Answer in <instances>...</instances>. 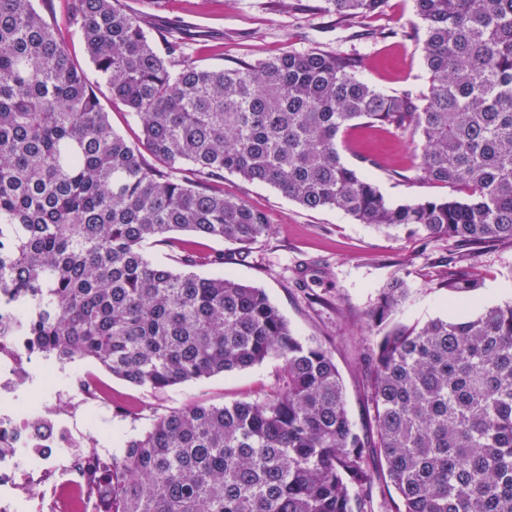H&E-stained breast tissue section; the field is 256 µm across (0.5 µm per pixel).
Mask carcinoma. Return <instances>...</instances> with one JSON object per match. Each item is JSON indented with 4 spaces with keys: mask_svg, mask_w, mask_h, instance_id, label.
<instances>
[{
    "mask_svg": "<svg viewBox=\"0 0 512 512\" xmlns=\"http://www.w3.org/2000/svg\"><path fill=\"white\" fill-rule=\"evenodd\" d=\"M387 0H319L347 20ZM427 90L386 94L363 58L319 49L200 67L182 37L120 0H69L67 26L141 133L116 131L93 81L35 0H0V291L30 344L165 390L282 361L259 400L154 416L112 453L110 512H512V302L383 332L368 355L376 441L348 415L332 356L260 288L191 271L181 237L248 248L266 214L224 174L308 210L470 248L512 243V0H414ZM408 133L414 169L458 197L395 203L337 150L349 128ZM177 248L170 262L149 248ZM479 287L477 275L446 283ZM407 289L389 281L369 319ZM384 461L373 471L368 458Z\"/></svg>",
    "mask_w": 512,
    "mask_h": 512,
    "instance_id": "carcinoma-1",
    "label": "carcinoma"
}]
</instances>
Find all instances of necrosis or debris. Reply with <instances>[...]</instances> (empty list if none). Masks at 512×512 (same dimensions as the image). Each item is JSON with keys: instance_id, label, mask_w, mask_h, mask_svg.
<instances>
[{"instance_id": "4bbe7bcc", "label": "necrosis or debris", "mask_w": 512, "mask_h": 512, "mask_svg": "<svg viewBox=\"0 0 512 512\" xmlns=\"http://www.w3.org/2000/svg\"><path fill=\"white\" fill-rule=\"evenodd\" d=\"M19 302L0 292V512H106L112 499V392L92 370L58 388L59 366L18 331Z\"/></svg>"}]
</instances>
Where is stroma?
Listing matches in <instances>:
<instances>
[{
  "instance_id": "1",
  "label": "stroma",
  "mask_w": 512,
  "mask_h": 512,
  "mask_svg": "<svg viewBox=\"0 0 512 512\" xmlns=\"http://www.w3.org/2000/svg\"><path fill=\"white\" fill-rule=\"evenodd\" d=\"M316 2L162 0L152 19L182 30L201 66L320 49L363 55L364 79L387 93L427 88L420 46L406 37L418 22L413 0H387L381 11L349 22L314 13ZM337 148L345 164L370 178L393 202L450 193L446 186L414 177L417 149L404 134L352 129L339 136ZM224 193L265 212L271 233L245 251L228 242L202 240L195 246L197 255H223V272L262 288L299 337L331 354L343 378L350 419L364 437L372 435L375 410L363 358L379 338L366 315L390 279L401 276L408 283L402 304L388 320L392 326L477 315L512 301L511 243L476 251L404 229L380 232L337 210L305 209L271 186L234 174L225 175ZM467 272L479 278L474 294L446 288L448 278ZM281 366L280 359L270 358L243 371L162 391L112 379L114 435L141 432L155 414L196 402L264 398L277 386Z\"/></svg>"
}]
</instances>
